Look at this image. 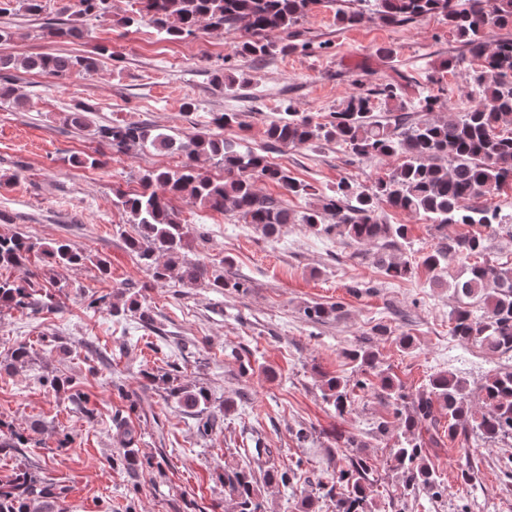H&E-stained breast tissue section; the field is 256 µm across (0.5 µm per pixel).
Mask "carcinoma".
Masks as SVG:
<instances>
[{
    "label": "carcinoma",
    "instance_id": "cac0c4a2",
    "mask_svg": "<svg viewBox=\"0 0 512 512\" xmlns=\"http://www.w3.org/2000/svg\"><path fill=\"white\" fill-rule=\"evenodd\" d=\"M322 0H132L131 14L112 18L110 0H61V18L47 27V35L63 42L84 38L85 19L111 20L112 25L129 28L147 17L158 33L167 39L191 41L199 30L208 27H240L242 35L235 53L261 60L277 48L273 37L296 25ZM362 7L336 9V19L355 25L370 13L389 25L413 21L424 16L438 17L463 43L465 53L448 59L443 66L454 69L466 57L480 61L479 68L466 73L478 89V100L468 111L454 115L447 101L438 95L418 98L423 112L439 113L436 118L416 120L405 111L407 77L378 85L368 92L348 95L340 110L330 114L325 123H315L302 112L287 106L279 119L267 129L274 143L299 146L313 140L334 142L355 157H395L398 165L375 180L366 191L341 179L331 195H323L306 211L296 215L275 199L261 194L256 183L277 184L296 197L309 195L310 186L288 173V169L269 163L266 157L240 143L217 134L192 133L176 138L160 129L140 123L99 125V141L118 152L130 146L172 151L184 158L176 169L147 170L136 191L114 190L116 205L128 214L134 234L127 239L130 251L149 273L152 282L175 279L188 287H244L210 270L203 262L185 258L190 245L188 227L182 224L171 206V198L185 199L212 211L231 207L263 235L279 234L286 224H304L313 233L336 232L358 244H378L383 252L377 264L386 277L404 280L413 276L411 261L389 253L406 239L404 224H388L378 215L377 204L384 202L407 213L420 215L433 224L441 237L423 258L432 273L430 284H443L442 272L456 258L469 261L467 274L453 285L458 306L451 313V335L477 342L487 350L512 353V264L495 263L486 257L485 237L477 231L464 236L448 235V225H478L491 231L512 235V213L483 209L476 200L506 184L512 185V37L493 44L486 35L492 28H512V0H359ZM43 0H0V13L21 12L38 16ZM112 58L105 47L85 55L39 53L24 57L0 55V102L12 98L8 72L24 69L49 72L61 78L90 74L104 67ZM378 98L391 118L380 119L373 112ZM95 109L85 103L74 105L64 121L76 128L93 123ZM206 155L224 169V179L214 180L196 166L199 156ZM43 256L52 269H71L88 259L66 241L42 245L23 233H0V269H21L33 252ZM53 293L37 288L27 277L0 276V308L25 314L53 310L59 304L57 294L64 285H55ZM134 291L124 308L112 305V316L122 311L150 319L149 308L138 300ZM482 304L483 314L474 315L471 306ZM339 305L314 304L305 316L319 322L334 316ZM364 378L355 386L372 389L392 407L398 440L391 449L394 467L400 473L404 494H429L435 498L445 493L443 480L426 462L422 443L415 435L419 422L432 416L434 404L448 413V435L472 431L487 441L512 439V371L498 372L481 385L482 410L472 411L467 402V386L462 380L439 374L428 380L426 389L417 395L406 391L402 381L382 366L379 354L368 345L348 353ZM32 363L31 350L25 344L14 347L0 364L16 370ZM43 386L54 391L71 389V400L79 405L85 394L74 382L44 374ZM325 400L336 413L350 405L349 380L330 376L324 380ZM169 397L196 422L201 436L210 435L217 422L210 413L211 396L207 390L178 384L169 388ZM123 452L119 459L131 473L143 468L144 461L134 448L132 429L118 424ZM29 443L22 432L0 434V454ZM372 464L366 457L354 456L347 467L333 469L330 489L336 493V512H372L369 474ZM295 479L292 469L270 468L257 477L251 464L224 470V500L232 512H264L259 499L258 483L267 486H290ZM68 488L46 483L28 469H18L0 478V512H59Z\"/></svg>",
    "mask_w": 512,
    "mask_h": 512
}]
</instances>
